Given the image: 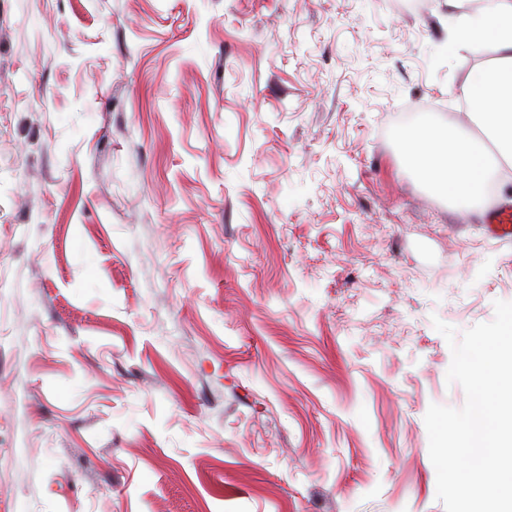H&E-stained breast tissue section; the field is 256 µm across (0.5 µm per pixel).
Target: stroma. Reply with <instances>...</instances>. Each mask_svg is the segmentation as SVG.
I'll use <instances>...</instances> for the list:
<instances>
[{
	"mask_svg": "<svg viewBox=\"0 0 512 512\" xmlns=\"http://www.w3.org/2000/svg\"><path fill=\"white\" fill-rule=\"evenodd\" d=\"M427 2L0 0V512H445L512 243L405 165L488 60Z\"/></svg>",
	"mask_w": 512,
	"mask_h": 512,
	"instance_id": "obj_1",
	"label": "stroma"
}]
</instances>
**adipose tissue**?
I'll return each mask as SVG.
<instances>
[{"label":"adipose tissue","mask_w":512,"mask_h":512,"mask_svg":"<svg viewBox=\"0 0 512 512\" xmlns=\"http://www.w3.org/2000/svg\"><path fill=\"white\" fill-rule=\"evenodd\" d=\"M458 44H489L495 58L473 69L462 89L472 134L444 124L404 134L402 152L416 175L463 212L488 199L486 187L496 174L495 158L512 160V0H488L458 24Z\"/></svg>","instance_id":"obj_1"}]
</instances>
